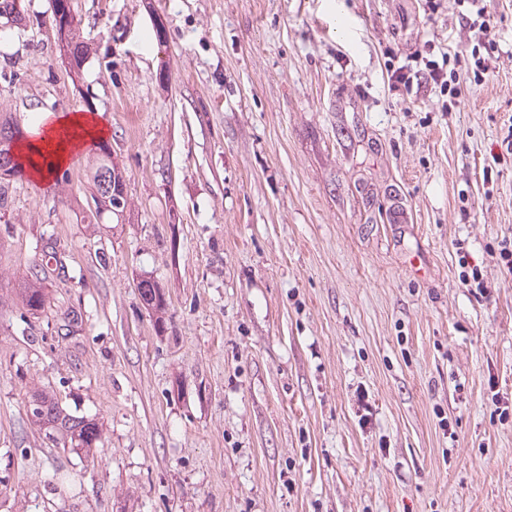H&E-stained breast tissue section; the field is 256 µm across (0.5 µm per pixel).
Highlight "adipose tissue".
Returning a JSON list of instances; mask_svg holds the SVG:
<instances>
[{"label": "adipose tissue", "mask_w": 512, "mask_h": 512, "mask_svg": "<svg viewBox=\"0 0 512 512\" xmlns=\"http://www.w3.org/2000/svg\"><path fill=\"white\" fill-rule=\"evenodd\" d=\"M30 130L32 134L40 136L42 144L50 146L51 160L57 166L65 165L71 160L75 144L91 143L105 132L99 119L84 112H74L62 117L43 112Z\"/></svg>", "instance_id": "obj_1"}]
</instances>
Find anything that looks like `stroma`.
Returning <instances> with one entry per match:
<instances>
[{
  "label": "stroma",
  "mask_w": 512,
  "mask_h": 512,
  "mask_svg": "<svg viewBox=\"0 0 512 512\" xmlns=\"http://www.w3.org/2000/svg\"><path fill=\"white\" fill-rule=\"evenodd\" d=\"M20 4L0 112L93 107L128 207L96 216L90 145L69 184L9 186L0 512H512V0H74L76 79L50 0ZM453 50L454 94L390 87ZM64 55L70 60L73 68L79 70L87 58L88 48L81 39L78 23L69 25L64 41L60 39ZM31 413L38 419H47L60 426L71 441L78 439L80 444L90 446L98 439V430L93 420L77 417L63 412L51 401L43 397H35L30 401Z\"/></svg>",
  "instance_id": "obj_1"
}]
</instances>
